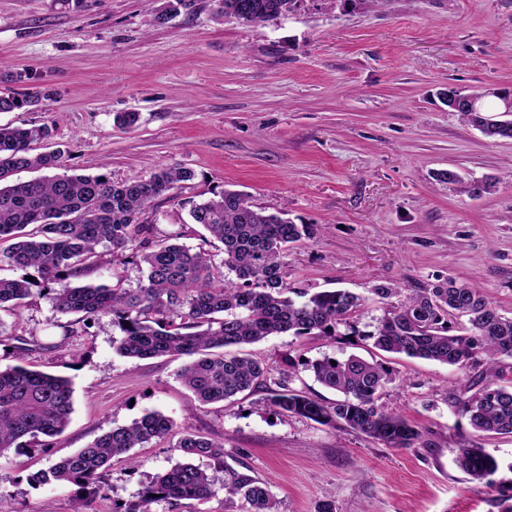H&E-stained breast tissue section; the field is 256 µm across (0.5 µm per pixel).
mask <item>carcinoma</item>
Here are the masks:
<instances>
[{
	"label": "carcinoma",
	"mask_w": 512,
	"mask_h": 512,
	"mask_svg": "<svg viewBox=\"0 0 512 512\" xmlns=\"http://www.w3.org/2000/svg\"><path fill=\"white\" fill-rule=\"evenodd\" d=\"M224 16L244 24H265L302 9L306 0H222ZM31 102V97L0 94V112ZM495 108L482 104L473 112L462 104L456 113L467 125L494 140H512V121H485ZM51 136L47 126H0V263L37 276L28 281L0 277V309H18L34 291L50 296L62 314L82 321L112 316L122 337L119 355L147 359L188 355L192 360L178 377L201 405L224 402L264 381L268 369L249 357L214 353L217 348L243 346L269 336L334 337L344 326L356 336L355 313L364 298L344 289L309 292L289 287L284 279V254L314 235L309 224H296L285 210L269 213L251 205L247 196L224 190L190 209L200 224L224 246L222 267L209 255L178 243L149 247L141 215L151 204L193 179L192 171L161 166L148 179L114 182L107 176L68 175L64 151L34 154L31 144ZM20 169L46 170L37 180L9 184ZM443 179L460 190L480 194L493 184L468 185L452 171ZM37 226L30 233L26 228ZM112 248V257L126 252L139 258V287L117 283H81L85 262L96 247ZM383 314L374 330L364 334L376 349L411 358L437 361L465 369L479 362L487 375L460 412L479 433L512 435V386L495 382L496 367L512 357V317L499 312L476 287L448 278L432 287L400 288L378 284L370 289ZM315 379L342 398L326 405L306 393L282 386L267 404L283 414L320 424L339 422L391 448L423 443L422 433L403 416L383 410L380 393L392 383L383 362L356 355L335 359L324 355L307 363ZM73 411L69 379L21 365L0 370V454L24 449L22 439L53 438L66 429ZM174 421L151 411L131 424L112 428L77 452L28 476L38 484L71 485L82 492L77 512H92L100 492L98 479L115 457L169 435ZM183 461L154 477L123 512H154L158 501L207 500L224 493V501L240 503V512H276L267 487L249 475L225 470L216 485L200 462L224 464V444L202 435H183L177 445ZM457 464L476 478L496 474V458L478 445L459 449Z\"/></svg>",
	"instance_id": "cac0c4a2"
}]
</instances>
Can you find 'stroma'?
Here are the masks:
<instances>
[{
	"mask_svg": "<svg viewBox=\"0 0 512 512\" xmlns=\"http://www.w3.org/2000/svg\"><path fill=\"white\" fill-rule=\"evenodd\" d=\"M512 92V0H308L277 21L243 25L219 0H0V94L30 105L0 125L49 126L39 150L59 148L69 173L112 181L149 178L159 166L193 171L141 216L149 238L180 243L222 264L224 247L190 218L193 204L230 188L252 205L287 210L315 227L284 258L291 287L365 296L359 337L271 336L244 351L268 368L265 387L199 405L177 372L182 359L118 355L111 317L91 323L57 312L41 295L0 310V367L69 378L74 411L46 449L0 455V512H75L73 486L32 485L29 474L149 411L171 417L167 438L113 459L95 512H118L181 455L196 433L224 444L205 462L266 485L277 512H512V437L477 439L457 413L473 373L435 361L386 356L395 380L380 394L424 444L389 448L342 425L283 415L266 404L282 370L291 388L335 401L307 362L376 356L381 308L369 290L453 277L480 288L512 316V141L492 140L449 112L442 94ZM134 112L135 128L114 122ZM492 182L473 197L448 183ZM127 288L137 259L98 247L84 282ZM478 442L499 463L492 480L456 465Z\"/></svg>",
	"mask_w": 512,
	"mask_h": 512,
	"instance_id": "obj_1",
	"label": "stroma"
}]
</instances>
